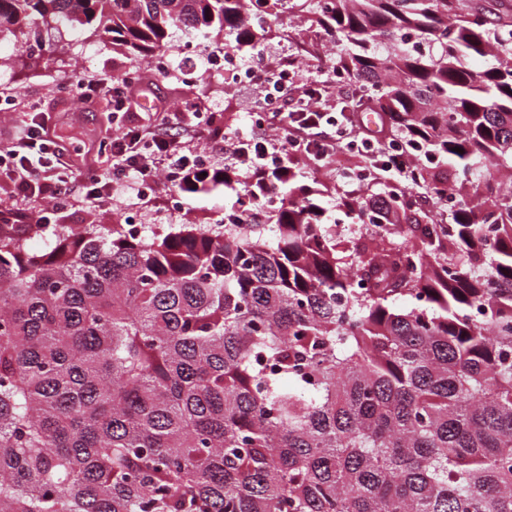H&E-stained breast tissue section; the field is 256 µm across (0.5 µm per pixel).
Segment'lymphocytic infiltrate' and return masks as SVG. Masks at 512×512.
<instances>
[{
	"label": "lymphocytic infiltrate",
	"instance_id": "obj_1",
	"mask_svg": "<svg viewBox=\"0 0 512 512\" xmlns=\"http://www.w3.org/2000/svg\"><path fill=\"white\" fill-rule=\"evenodd\" d=\"M296 76L290 63L259 70L255 83L279 108L259 116L249 135L228 137L201 126V105L194 98L184 100L178 111L157 112L149 123H141L134 113V91L141 84L137 73L121 78L74 74L63 83V92L87 103L106 101L113 114L127 117L122 133L103 137L96 157L85 160L78 172L67 161L66 147L49 129L39 103H29L19 135L0 144V183L45 198L55 211L76 202L88 209L99 207L111 199L115 186L132 176L144 184L162 177L183 187L225 173L248 198L254 183L268 173L287 175L298 153H306L322 167L340 148L384 155L385 173L402 185L412 183L418 156H406L398 143L380 148L351 139L347 131H336L335 116L317 104L320 93L314 84L306 85L304 99H295ZM201 136L227 143L229 161L223 168L190 150L189 140Z\"/></svg>",
	"mask_w": 512,
	"mask_h": 512
}]
</instances>
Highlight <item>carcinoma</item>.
I'll return each instance as SVG.
<instances>
[{"instance_id":"cac0c4a2","label":"carcinoma","mask_w":512,"mask_h":512,"mask_svg":"<svg viewBox=\"0 0 512 512\" xmlns=\"http://www.w3.org/2000/svg\"><path fill=\"white\" fill-rule=\"evenodd\" d=\"M314 15L332 70L472 189L376 158L336 236L288 174L245 222L0 235V512H512V25L464 0H262ZM68 25L138 57L174 30L284 31L243 0H0V38ZM486 59L475 68L471 61ZM387 224H401L397 234Z\"/></svg>"}]
</instances>
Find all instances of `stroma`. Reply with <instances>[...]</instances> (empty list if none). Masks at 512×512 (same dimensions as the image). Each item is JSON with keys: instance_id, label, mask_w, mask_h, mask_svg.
I'll return each instance as SVG.
<instances>
[{"instance_id": "obj_1", "label": "stroma", "mask_w": 512, "mask_h": 512, "mask_svg": "<svg viewBox=\"0 0 512 512\" xmlns=\"http://www.w3.org/2000/svg\"><path fill=\"white\" fill-rule=\"evenodd\" d=\"M268 23L274 27L290 28L293 40L285 46L277 41L263 43L262 55L266 62L277 61L287 52L295 54L302 79L306 82L320 69L330 66V46L324 33L310 21H299L282 12L270 16ZM41 42V48L31 52L14 40L0 41V93L11 95L9 111L0 112V140L15 135L23 119L22 110L26 102L37 96L41 98L45 111L51 112L57 120L56 135L71 149L87 151L106 124L104 106L89 109L58 94L59 83L78 68L112 76L131 69L138 70L143 75V82L136 91L138 109L148 113L172 111L184 97L185 72H192L194 82L207 97L203 118L213 120L228 133L242 134L252 130V115L257 110L258 95L248 84L236 85L231 92L225 90L226 71L211 60L209 40L191 43L182 33H175L164 51L170 72L166 79L158 78L147 60L125 53L108 36L87 42L77 31L66 29L59 35L42 36ZM30 53L40 62L34 73L22 67L23 60ZM361 159V153L341 149L336 153V167L332 170L316 169L304 158L298 163L322 200L331 205L336 230L345 237L356 238L366 232L364 226L350 223L339 208L342 197L351 189L342 173ZM141 192L142 187L137 180L128 179L114 194L111 203L96 211L91 212L81 206L58 211L51 222L52 228L131 222L141 225L144 233L149 234L166 231L175 224L212 226L222 223L225 208L231 207L237 199L236 191L231 189L214 197L186 193L182 196L181 209L176 210L170 205L173 188L170 183L161 181L154 184L151 201L143 208L138 203Z\"/></svg>"}]
</instances>
